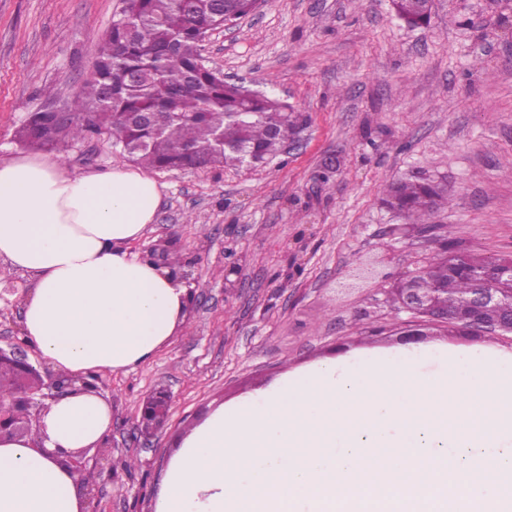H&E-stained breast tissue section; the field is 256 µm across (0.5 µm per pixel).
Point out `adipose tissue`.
Returning a JSON list of instances; mask_svg holds the SVG:
<instances>
[{"instance_id": "obj_1", "label": "adipose tissue", "mask_w": 512, "mask_h": 512, "mask_svg": "<svg viewBox=\"0 0 512 512\" xmlns=\"http://www.w3.org/2000/svg\"><path fill=\"white\" fill-rule=\"evenodd\" d=\"M159 201L155 179L129 166L98 173L45 156L0 162V258L32 276L23 334L58 373L136 369L182 331L187 285L128 251ZM110 422L100 396L71 395L51 405L35 439L1 443L0 512H80L76 477L51 454L95 444Z\"/></svg>"}]
</instances>
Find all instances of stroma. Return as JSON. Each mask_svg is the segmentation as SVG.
Here are the masks:
<instances>
[{
    "label": "stroma",
    "mask_w": 512,
    "mask_h": 512,
    "mask_svg": "<svg viewBox=\"0 0 512 512\" xmlns=\"http://www.w3.org/2000/svg\"><path fill=\"white\" fill-rule=\"evenodd\" d=\"M122 0H0V162L34 155L16 132L63 106L93 70ZM225 79L274 93L307 122L272 162L158 170L154 224L130 244L177 257L185 329L148 364L102 373L113 417L99 512H154L182 438L219 406L288 371L352 350L474 338L396 311L386 291L450 240L512 256V0H434L412 28L390 0H263L203 44ZM72 171L127 158L100 135L49 150ZM411 172L448 184L423 232L383 203ZM241 284L224 285L231 265ZM31 277L0 260V345L22 336ZM167 389L164 427L137 429L144 398Z\"/></svg>",
    "instance_id": "obj_1"
}]
</instances>
